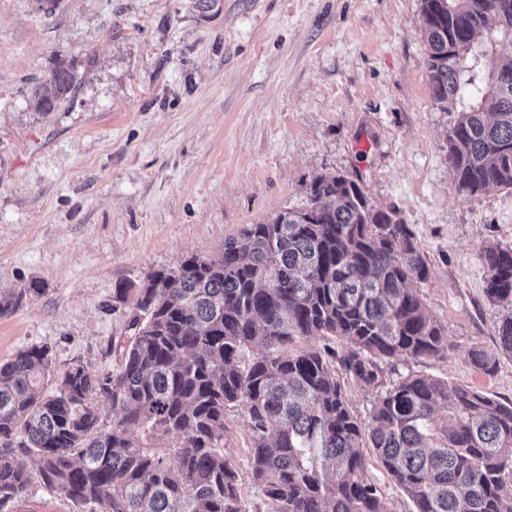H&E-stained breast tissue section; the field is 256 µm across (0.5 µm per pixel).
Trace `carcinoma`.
<instances>
[{"label":"carcinoma","instance_id":"cac0c4a2","mask_svg":"<svg viewBox=\"0 0 512 512\" xmlns=\"http://www.w3.org/2000/svg\"><path fill=\"white\" fill-rule=\"evenodd\" d=\"M422 18L432 100L456 113V191L511 190L512 0H422ZM484 31L489 52L474 50ZM76 81L60 61L30 104L53 112ZM480 257L487 301L503 314L495 348L475 346L469 359L492 373L512 357V247L488 241ZM428 274L394 211L372 206L349 176L315 177L303 205L245 225L219 254L115 289L132 303L112 374H56L45 346L0 363V507L25 496L33 461L47 488L94 512H246L224 455V414L241 407L266 512H385L367 448L415 512H512V400L408 373L363 420L347 402L340 376L378 388V362L447 352L413 287ZM311 337L326 344L293 349Z\"/></svg>","mask_w":512,"mask_h":512}]
</instances>
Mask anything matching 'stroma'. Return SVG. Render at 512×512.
<instances>
[{"mask_svg":"<svg viewBox=\"0 0 512 512\" xmlns=\"http://www.w3.org/2000/svg\"><path fill=\"white\" fill-rule=\"evenodd\" d=\"M422 0H0V362L50 349L61 373L115 371L127 336L118 285L214 255L246 224L302 205L322 174L357 180L395 210L429 267L417 289L444 328L442 359L382 364L512 400V357L492 348L499 310L479 247L512 246V190L459 194L454 115L431 98ZM79 83L56 111L30 91L56 62ZM242 408L224 452L245 466ZM0 512H89L33 478Z\"/></svg>","mask_w":512,"mask_h":512,"instance_id":"stroma-1","label":"stroma"}]
</instances>
